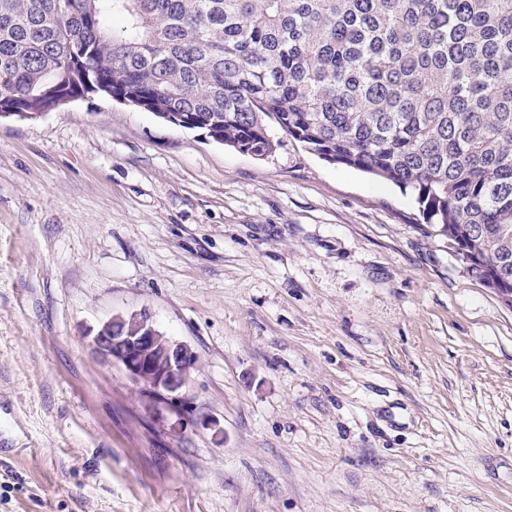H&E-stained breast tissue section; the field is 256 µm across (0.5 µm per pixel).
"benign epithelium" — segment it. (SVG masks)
Returning a JSON list of instances; mask_svg holds the SVG:
<instances>
[{"label":"benign epithelium","instance_id":"obj_1","mask_svg":"<svg viewBox=\"0 0 512 512\" xmlns=\"http://www.w3.org/2000/svg\"><path fill=\"white\" fill-rule=\"evenodd\" d=\"M96 351L105 359L120 364L128 377L152 401L176 417L172 427L183 428L192 423L205 429L221 432L219 422L207 416L185 419L192 410L185 388L196 360L189 349L172 339L160 340L152 327L142 326L135 335L118 334L112 329V321L101 325L92 337Z\"/></svg>","mask_w":512,"mask_h":512}]
</instances>
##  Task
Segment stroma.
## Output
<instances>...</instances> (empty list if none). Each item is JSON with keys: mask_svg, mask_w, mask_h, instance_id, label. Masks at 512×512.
I'll return each instance as SVG.
<instances>
[{"mask_svg": "<svg viewBox=\"0 0 512 512\" xmlns=\"http://www.w3.org/2000/svg\"><path fill=\"white\" fill-rule=\"evenodd\" d=\"M272 134L0 119V512H512V308L391 182ZM144 309L223 438L96 352Z\"/></svg>", "mask_w": 512, "mask_h": 512, "instance_id": "stroma-1", "label": "stroma"}]
</instances>
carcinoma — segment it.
I'll list each match as a JSON object with an SVG mask.
<instances>
[{
  "mask_svg": "<svg viewBox=\"0 0 512 512\" xmlns=\"http://www.w3.org/2000/svg\"><path fill=\"white\" fill-rule=\"evenodd\" d=\"M91 94L256 156L273 122L512 290V0H0V111Z\"/></svg>",
  "mask_w": 512,
  "mask_h": 512,
  "instance_id": "obj_1",
  "label": "carcinoma"
}]
</instances>
